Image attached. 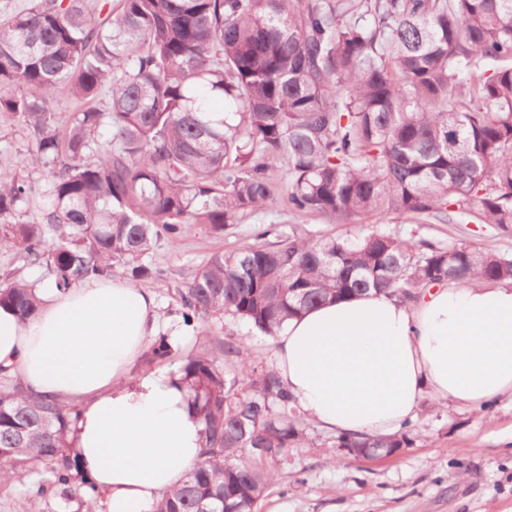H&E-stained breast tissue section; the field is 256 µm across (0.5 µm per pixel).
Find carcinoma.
I'll return each mask as SVG.
<instances>
[{
  "label": "carcinoma",
  "mask_w": 512,
  "mask_h": 512,
  "mask_svg": "<svg viewBox=\"0 0 512 512\" xmlns=\"http://www.w3.org/2000/svg\"><path fill=\"white\" fill-rule=\"evenodd\" d=\"M62 93L76 105L64 129ZM0 123L27 132L18 169H48L36 221L29 177L0 172V250L50 267L60 292L116 264L161 280L146 262L158 239L222 235L284 201L339 224L443 221L455 206L508 232L512 0H33L0 22ZM449 282L512 284V253L262 224L178 296L187 324L228 315L275 337L328 300L373 289L410 303ZM36 288L7 271L0 306L28 320ZM179 374L206 448L154 512H255L305 418L277 369L231 343ZM78 414L1 375L0 484L45 466L68 494Z\"/></svg>",
  "instance_id": "obj_1"
}]
</instances>
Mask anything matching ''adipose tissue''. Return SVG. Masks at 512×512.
Wrapping results in <instances>:
<instances>
[{
    "instance_id": "ef3b65f1",
    "label": "adipose tissue",
    "mask_w": 512,
    "mask_h": 512,
    "mask_svg": "<svg viewBox=\"0 0 512 512\" xmlns=\"http://www.w3.org/2000/svg\"><path fill=\"white\" fill-rule=\"evenodd\" d=\"M40 314L0 308V372L46 399L78 404L72 427L93 512H150L200 460L202 426L177 378L127 383L166 325L153 292L91 277L39 286ZM280 377L305 418L338 434H396L424 392L482 408L512 395V287L450 284L414 304L366 293L290 319L274 340Z\"/></svg>"
}]
</instances>
